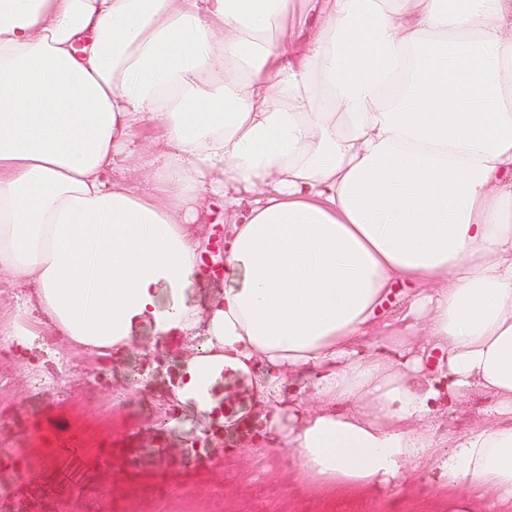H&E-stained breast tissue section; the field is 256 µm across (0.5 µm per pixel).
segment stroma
<instances>
[{
	"label": "stroma",
	"mask_w": 512,
	"mask_h": 512,
	"mask_svg": "<svg viewBox=\"0 0 512 512\" xmlns=\"http://www.w3.org/2000/svg\"><path fill=\"white\" fill-rule=\"evenodd\" d=\"M200 255L207 272L184 293L157 288L161 308L186 297L219 301L224 276V211L211 205ZM132 348L111 357L78 356L55 339L0 359V512H160L175 493L174 475L195 478L186 500L218 498L225 512H440L439 472L411 473L403 498L382 491L361 499L314 494L288 476L282 460L253 470L247 450L255 395L250 378L226 371L213 394L223 421L211 422L194 402L169 404L171 387L190 355L181 336H156L138 322ZM175 414L161 421L163 406ZM209 430V452L188 457L192 434Z\"/></svg>",
	"instance_id": "1"
}]
</instances>
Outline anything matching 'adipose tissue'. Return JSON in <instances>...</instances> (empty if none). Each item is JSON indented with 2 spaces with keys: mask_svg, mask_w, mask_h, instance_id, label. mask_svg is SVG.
Segmentation results:
<instances>
[{
  "mask_svg": "<svg viewBox=\"0 0 512 512\" xmlns=\"http://www.w3.org/2000/svg\"><path fill=\"white\" fill-rule=\"evenodd\" d=\"M216 199L232 287L160 310ZM1 285L77 354L204 332L176 400L261 370L249 454L312 491L512 512V0H0ZM484 404L482 397H473L469 401L449 402L448 430H458L471 423L477 409Z\"/></svg>",
  "mask_w": 512,
  "mask_h": 512,
  "instance_id": "adipose-tissue-1",
  "label": "adipose tissue"
}]
</instances>
